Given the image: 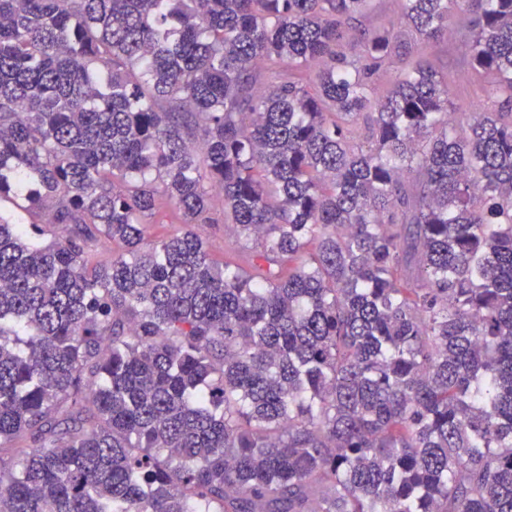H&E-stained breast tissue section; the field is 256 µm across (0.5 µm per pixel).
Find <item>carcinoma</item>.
<instances>
[{"label": "carcinoma", "instance_id": "1", "mask_svg": "<svg viewBox=\"0 0 512 512\" xmlns=\"http://www.w3.org/2000/svg\"><path fill=\"white\" fill-rule=\"evenodd\" d=\"M395 2L0 0V200L68 230L0 213V512H512V0ZM215 192L248 268L144 243ZM407 59L393 56L379 73L374 76L378 95H383L391 87L392 81L407 67ZM448 79L459 112H495L494 102L485 95L484 80L459 62V56L448 62ZM17 204H23L21 200H13L9 198H4L1 201V210L5 214H16L22 217L24 224H38L45 235L40 237L43 240L49 241L53 237H63L67 235V229L62 226H57V224H45L44 217L41 213H34L33 215L28 214L20 210L17 207ZM145 225V242L153 243L164 237L175 233L183 227L179 223L177 214L170 208H163L157 211Z\"/></svg>", "mask_w": 512, "mask_h": 512}]
</instances>
